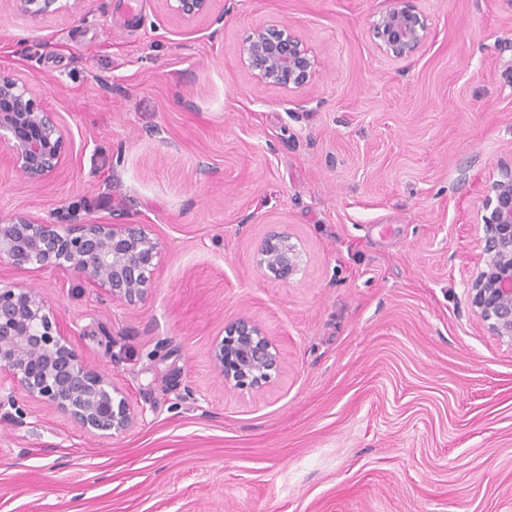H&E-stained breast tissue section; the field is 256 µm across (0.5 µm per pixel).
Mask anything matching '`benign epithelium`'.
I'll return each mask as SVG.
<instances>
[{
    "label": "benign epithelium",
    "instance_id": "1",
    "mask_svg": "<svg viewBox=\"0 0 512 512\" xmlns=\"http://www.w3.org/2000/svg\"><path fill=\"white\" fill-rule=\"evenodd\" d=\"M37 22L62 10L58 0H8ZM186 20L206 18L212 0H173ZM417 0H387L373 22L377 46L396 61L425 46L429 28ZM248 68L260 85L299 90L313 78L318 61L286 26L259 25L245 47ZM5 164L43 187L63 167L67 134L43 94L0 67V144ZM483 236L475 271L467 281L472 312L499 340L512 345V169L481 200ZM160 243L145 224H93L68 208L47 221L27 212L0 214V266L17 273L49 270L72 276L115 302L141 301L159 274ZM290 238L273 234L261 248L258 266L266 277L286 282L298 269ZM75 332L31 286L0 279V415L23 422V397L71 420L83 431L110 438L130 430L138 411L126 392L103 371L86 363ZM210 360L224 384L259 390L282 366L281 352L248 316L224 326L210 347Z\"/></svg>",
    "mask_w": 512,
    "mask_h": 512
}]
</instances>
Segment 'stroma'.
I'll list each match as a JSON object with an SVG mask.
<instances>
[{
	"label": "stroma",
	"mask_w": 512,
	"mask_h": 512,
	"mask_svg": "<svg viewBox=\"0 0 512 512\" xmlns=\"http://www.w3.org/2000/svg\"><path fill=\"white\" fill-rule=\"evenodd\" d=\"M0 5V64L69 141L42 189L0 169V213L145 224L160 273L129 306L20 274L142 418L102 440L29 403L0 419V512H512V346L470 309L479 204L512 161V0H418L413 58L380 50L384 0ZM284 25L319 62L297 91L242 49ZM290 237L288 281L258 266ZM246 315L279 373L225 386L209 351ZM193 396H185L184 386ZM10 2L15 11L27 16L32 21L42 20L48 15L58 13L62 6L54 7L60 0H5ZM171 10L186 20H196L209 17L212 0H167ZM258 266L262 274L276 281H288L298 269V252L288 236L273 234L261 248Z\"/></svg>",
	"instance_id": "1"
}]
</instances>
